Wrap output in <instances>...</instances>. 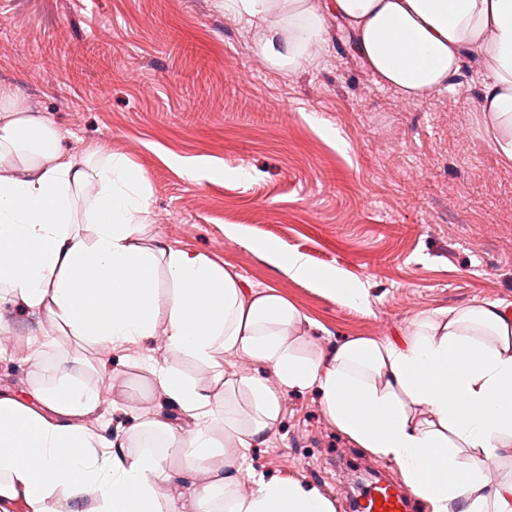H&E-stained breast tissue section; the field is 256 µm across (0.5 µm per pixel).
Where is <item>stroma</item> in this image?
Returning <instances> with one entry per match:
<instances>
[{"label":"stroma","instance_id":"obj_1","mask_svg":"<svg viewBox=\"0 0 512 512\" xmlns=\"http://www.w3.org/2000/svg\"><path fill=\"white\" fill-rule=\"evenodd\" d=\"M165 31L177 51L161 46ZM329 31L330 52L288 71L217 0H0V86L54 123L62 152L125 155L151 188L156 244L201 253L245 287H274L310 321L298 339L307 355L351 337L396 340L419 314L474 301L512 309V163L479 119L482 68L465 65L454 87L410 102L375 83L338 23ZM234 222L315 270L359 279L368 307L228 240ZM0 322V391L24 397L63 376L82 380L101 393L85 419L97 433L159 417L183 424L151 389L161 366L210 389L220 374L276 381L244 353L197 363L160 331L113 351L16 302L0 305ZM225 452L240 493L255 470L318 488L336 512H351L359 493L348 473L401 474L340 434L314 390L288 392L271 430Z\"/></svg>","mask_w":512,"mask_h":512}]
</instances>
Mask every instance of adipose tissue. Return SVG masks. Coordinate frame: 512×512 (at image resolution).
<instances>
[{"label": "adipose tissue", "instance_id": "adipose-tissue-1", "mask_svg": "<svg viewBox=\"0 0 512 512\" xmlns=\"http://www.w3.org/2000/svg\"><path fill=\"white\" fill-rule=\"evenodd\" d=\"M256 24L271 65L296 69L327 50L336 20L377 84L419 101L453 87L466 62L485 70L479 110L496 151L512 160V0H221ZM44 116L0 88V300L20 298L85 342L121 350L164 327L169 347L200 364L244 352L271 368L263 379H226L222 393L172 367L155 386L188 420L147 423L136 444L105 439L84 424L99 391L70 381L0 392V507L78 512H336L317 488L250 474V493L223 442L250 447L279 422L284 394L317 389L337 431L394 460L427 512H512V477L489 486L480 458L512 456V312L476 301L422 315L404 342L350 338L328 354L295 343L299 311L274 288H243L237 274L205 255L146 245L148 182L121 154L98 168L61 152ZM295 280L363 307L368 291L342 271L315 272L306 258L265 240ZM166 271L170 288L158 285ZM178 444L211 480L190 501L162 504L159 483L175 480L161 444Z\"/></svg>", "mask_w": 512, "mask_h": 512}]
</instances>
